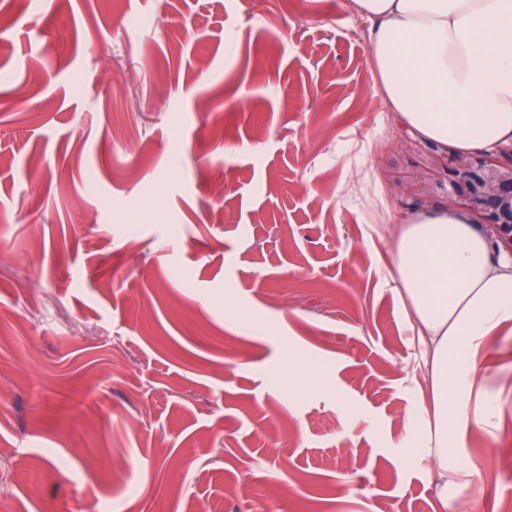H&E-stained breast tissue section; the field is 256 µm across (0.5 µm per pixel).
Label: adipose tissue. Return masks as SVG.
<instances>
[{
	"label": "adipose tissue",
	"mask_w": 512,
	"mask_h": 512,
	"mask_svg": "<svg viewBox=\"0 0 512 512\" xmlns=\"http://www.w3.org/2000/svg\"><path fill=\"white\" fill-rule=\"evenodd\" d=\"M370 26L376 88L429 142L461 154L512 140V0H350ZM379 259L406 315L416 379L403 443L448 512L480 496L462 453L473 429L499 431L503 407L475 353L512 322V261L458 211L400 225Z\"/></svg>",
	"instance_id": "ef3b65f1"
}]
</instances>
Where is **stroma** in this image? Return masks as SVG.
Instances as JSON below:
<instances>
[{"mask_svg": "<svg viewBox=\"0 0 512 512\" xmlns=\"http://www.w3.org/2000/svg\"><path fill=\"white\" fill-rule=\"evenodd\" d=\"M346 2L0 0L20 512H441L401 446L402 303L343 191L372 170L405 223L430 144L389 114ZM303 350L325 385L292 393ZM505 410L466 450L477 512L512 499Z\"/></svg>", "mask_w": 512, "mask_h": 512, "instance_id": "obj_1", "label": "stroma"}]
</instances>
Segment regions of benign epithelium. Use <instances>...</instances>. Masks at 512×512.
<instances>
[{"label":"benign epithelium","mask_w":512,"mask_h":512,"mask_svg":"<svg viewBox=\"0 0 512 512\" xmlns=\"http://www.w3.org/2000/svg\"><path fill=\"white\" fill-rule=\"evenodd\" d=\"M433 166L448 177V205L480 218L492 243L512 257V145H497L471 157L435 148Z\"/></svg>","instance_id":"7a95c632"}]
</instances>
